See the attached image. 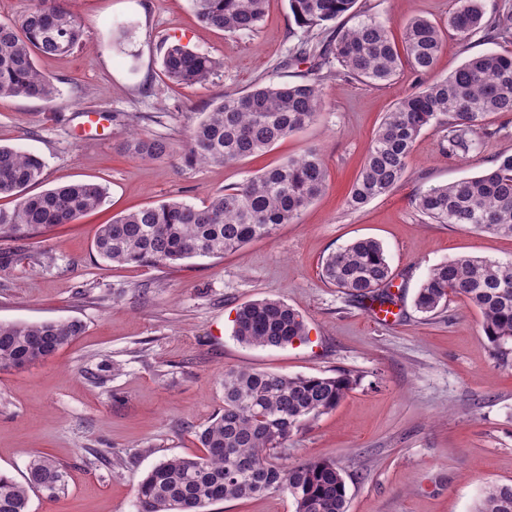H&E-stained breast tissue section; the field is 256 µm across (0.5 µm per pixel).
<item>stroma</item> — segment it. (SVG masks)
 Listing matches in <instances>:
<instances>
[{
	"instance_id": "obj_1",
	"label": "stroma",
	"mask_w": 512,
	"mask_h": 512,
	"mask_svg": "<svg viewBox=\"0 0 512 512\" xmlns=\"http://www.w3.org/2000/svg\"><path fill=\"white\" fill-rule=\"evenodd\" d=\"M66 6L82 20V46L35 58L54 80L55 104L0 98V144L44 164L32 193L77 181L107 191L76 223L0 240V321L84 325L52 358L0 372V470L22 478L41 454L69 475L60 498L31 494L30 512H136V485L153 466L200 454L196 433L223 409L224 371L237 367L356 377L334 410L294 430L284 456L291 465L338 462L348 512H474L488 485L512 483V343L498 353L463 298L432 316L414 308L431 267L459 255L512 260V237L431 224L411 204L417 193L480 175L491 156L511 154L512 114L491 116L494 137L463 159L444 156L440 129H425L408 176L354 211L346 196L372 136L419 83L411 66L382 86L329 77L326 109L303 131L239 162L189 166L187 136L224 94L311 78V61L280 66L301 37L288 0H268L259 28L237 34L203 28L190 0ZM357 7L388 20L396 37L413 15L444 27L436 79L488 48L477 36L463 46L447 30L453 0H358ZM119 22L133 26L131 45L119 44ZM173 43L219 60V68L203 83L172 84L160 61ZM88 111L103 113L102 124L84 126ZM136 132L166 139L170 153L133 157L125 144ZM310 148L324 156L329 188L273 235L175 267L97 257L95 232L114 215L169 198L201 205ZM359 238L377 239L388 255L394 324L374 323L366 302L319 276L324 257ZM264 298L299 312L306 338L280 348L238 342L237 308Z\"/></svg>"
}]
</instances>
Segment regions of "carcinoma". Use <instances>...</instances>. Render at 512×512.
<instances>
[{
  "label": "carcinoma",
  "mask_w": 512,
  "mask_h": 512,
  "mask_svg": "<svg viewBox=\"0 0 512 512\" xmlns=\"http://www.w3.org/2000/svg\"><path fill=\"white\" fill-rule=\"evenodd\" d=\"M266 2L192 0V6L204 27L236 34L258 28ZM356 4L288 0L293 20L305 34L294 46V57H318L322 65L336 64L343 74L375 86L393 81L406 63L423 77L432 73L444 41L439 27L412 17L397 44L387 21ZM344 16L354 19L347 28L337 25ZM448 28L465 43L476 34L490 44L512 42V3L504 0L490 10L485 0H456ZM82 42V23L64 0H39L20 23L1 22L0 97L54 102L53 78L37 68L34 56L65 55ZM161 66L170 82L192 86L206 81L220 62L171 44ZM332 75L329 70L299 84H260L224 94L191 129L185 161L229 164L269 150L319 117L325 107L323 84ZM509 113L512 54L488 50L469 57L444 79L422 82L386 113L351 185L347 207L362 208L407 176L414 144L426 127L441 128L442 151L463 158L492 136L489 116ZM126 149L141 160H156L168 153L169 145L136 134ZM42 173L37 156L0 145V198L15 199L11 209L0 208V239H22L71 224L106 198L102 185L84 181L28 194ZM327 188L324 158L309 149L224 189L201 207L170 199L116 216L100 225L94 248L114 264L174 266L194 257H220L294 223ZM412 204L431 224H464L512 236V154L496 155L493 166L479 176L420 192ZM320 275L354 299L394 303L388 257L376 239H357L328 254ZM453 296L465 297L478 309L493 347L512 342V261L461 255L437 264L420 285L415 306L434 314ZM81 332L82 324L74 320L0 322V371L45 361ZM234 336L252 347H284L303 340L306 331L302 317L287 303L262 299L238 308ZM355 383L345 372L293 377L256 369L224 371L223 412L197 434L204 454L172 457L152 467L137 485V512H208L207 507L224 500L276 492L291 496L295 512H348L345 479L336 462L310 460L285 467L279 459L293 431L335 409ZM67 483L63 466L38 455L22 482L0 472V512H29L30 493L51 500ZM474 512H512V483L490 486Z\"/></svg>",
  "instance_id": "obj_1"
}]
</instances>
